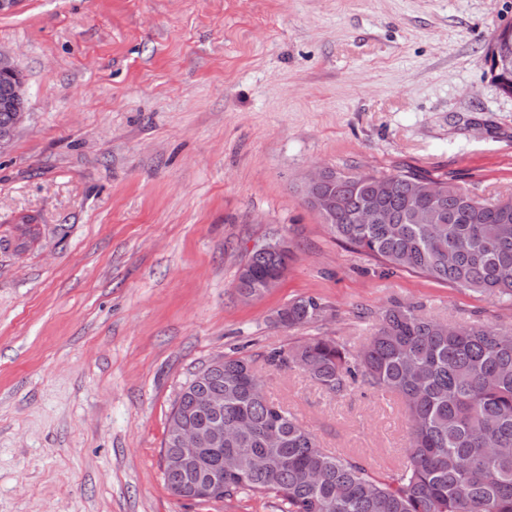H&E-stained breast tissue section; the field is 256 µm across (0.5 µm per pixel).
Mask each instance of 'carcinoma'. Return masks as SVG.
I'll list each match as a JSON object with an SVG mask.
<instances>
[{
    "label": "carcinoma",
    "mask_w": 512,
    "mask_h": 512,
    "mask_svg": "<svg viewBox=\"0 0 512 512\" xmlns=\"http://www.w3.org/2000/svg\"><path fill=\"white\" fill-rule=\"evenodd\" d=\"M323 195L336 202L325 216L332 234L384 269L512 301V198L479 201L410 168L338 172ZM368 204L396 221L358 223ZM419 211H437L438 219L419 224ZM247 263L258 281L270 260L253 252ZM324 312L318 298H300L281 310V324L302 326ZM265 362L298 368L336 395L357 383L399 395L409 420L406 464L386 481L321 448L293 413L253 387L258 375L249 374L247 357L226 355L223 369L194 373L172 406L169 419L181 418L205 440L175 477L179 484L211 481L224 456L235 454L237 473L224 478L218 498L271 495L279 512H512V453L502 452L512 448V328L456 327L396 304L359 351L312 336L290 351H269ZM200 391L222 393L224 407H196ZM219 421L246 429L218 444L212 429Z\"/></svg>",
    "instance_id": "carcinoma-1"
}]
</instances>
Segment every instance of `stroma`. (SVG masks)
<instances>
[{
	"mask_svg": "<svg viewBox=\"0 0 512 512\" xmlns=\"http://www.w3.org/2000/svg\"><path fill=\"white\" fill-rule=\"evenodd\" d=\"M510 23L512 0H20L0 15L29 112L0 153V512H277L165 485L173 402L224 353L258 362L322 448L401 468L397 397L332 394L264 355L311 336L359 348L396 303L507 326L512 305L384 271L303 184L411 166L512 196V98L487 57ZM280 239L285 277L242 299L239 268ZM307 296L324 318L275 324ZM331 171V169L323 168L316 169L310 173L304 185V191L309 201H319L326 205L330 204L329 201L319 195V189L330 179Z\"/></svg>",
	"mask_w": 512,
	"mask_h": 512,
	"instance_id": "1",
	"label": "stroma"
}]
</instances>
